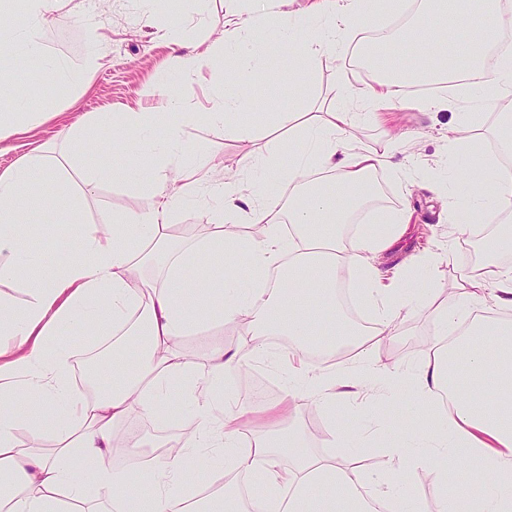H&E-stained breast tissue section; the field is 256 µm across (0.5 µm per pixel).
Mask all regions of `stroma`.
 I'll use <instances>...</instances> for the list:
<instances>
[{"label":"stroma","mask_w":512,"mask_h":512,"mask_svg":"<svg viewBox=\"0 0 512 512\" xmlns=\"http://www.w3.org/2000/svg\"><path fill=\"white\" fill-rule=\"evenodd\" d=\"M246 10L245 0H203L196 9L182 6L175 19L192 25L196 39L208 43L223 31L227 12L242 15ZM91 12L86 0H63L47 40L48 55L62 57L72 68L84 71L85 81L81 86L72 90L58 87L49 66L37 61L25 70L6 60L0 62V90L16 92L28 111L47 110L51 113L50 118L40 125L36 138L15 135L0 142V169L12 164L36 142L46 145L53 164L68 165L71 150L61 137L64 127L98 112L154 105V98L144 95L143 90L148 86H159L170 70L171 50L163 29L175 19L159 11L147 21L138 0H105L93 12L105 26L100 32L85 20ZM96 54L101 55L102 62L90 66L89 60ZM355 54V49L351 48L342 57H324L314 73L294 74L289 85L257 77L255 99L239 116L236 129L221 136L213 135L201 126L187 129V141L200 148L197 161L222 177L240 173L246 159L267 151L287 154L288 136L266 128L268 116L292 111L297 102L301 103L303 111L312 113L332 106L336 100L337 75L342 70L348 72L356 87L374 85L376 73H365L357 68ZM420 101V96L406 95L402 105L388 109L384 123L366 121L350 131L352 144L361 149H381L391 138L398 143L392 159L393 169L374 174L376 194L367 207L357 211L352 226L354 232L371 234L377 229L368 218L371 209H411L413 217L408 230L390 249L384 264L388 267L405 265L412 280L421 279L427 273L426 267L415 261L426 241L439 243L448 239L449 226L439 217L441 203L432 185L449 177L448 130L455 122L452 109L425 110L420 108ZM137 152V144L132 140L120 152L99 155L84 151V166L96 169L100 179L95 194L87 201L81 220L70 218L68 196L60 193L53 183H46L45 192L53 197L54 206L30 241L32 252L42 256L43 266L74 256L76 240L82 239L92 226L116 222L140 207L142 198L137 187L122 177L128 169V159ZM411 154L416 157L415 178L406 189L402 187L396 170L406 163ZM505 221L503 215L489 214L481 222V236L467 235L457 239V262L452 267H439V287H447L463 269L469 268L474 261L473 248L478 238L496 236ZM70 236L75 239L71 245L66 242ZM438 331L431 314L420 305L410 303L401 311L396 336L374 338L371 346L377 357L385 362L417 363L427 356ZM243 374V379L235 384L243 407H250L256 402L247 385L248 380L256 378L268 381V402L284 399V379L274 367L252 362L245 367ZM379 398L391 406L390 421L375 422L369 407H360L353 416L352 432L347 436L333 433L332 418L327 409L305 404L296 414L312 452L336 456L348 466L357 468L370 491L377 489L384 480L386 448L400 441L398 424L408 416V405L413 400L412 387L407 383L387 384ZM168 411V424L156 423L135 412L128 418L126 426L157 445L189 435L193 429V405L185 400H175L170 403Z\"/></svg>","instance_id":"stroma-1"}]
</instances>
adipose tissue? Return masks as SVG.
<instances>
[{
    "label": "adipose tissue",
    "instance_id": "adipose-tissue-1",
    "mask_svg": "<svg viewBox=\"0 0 512 512\" xmlns=\"http://www.w3.org/2000/svg\"><path fill=\"white\" fill-rule=\"evenodd\" d=\"M59 3L27 0L25 27L0 25V46L15 62L41 56ZM376 24L365 0H312L300 12H258L246 19L233 13L206 53L186 51L180 28H169L166 37L177 51L174 80H188L224 54L239 62L234 79L212 86L192 104L162 89L156 108L101 112L65 131L78 152L91 143L104 147L106 130L120 132L154 165L147 173L128 171L143 186L141 209L122 223L89 231L78 254L26 280L21 305L0 298V512H91L94 504L111 505L113 512H375L387 501L400 503L402 512H418L411 492L417 471L442 473L447 464L466 459L478 465L481 497L443 479L436 487L443 504L450 512H512V325L481 323L454 340L438 338L424 361L393 368L366 348L369 337L395 335L408 298L442 324L464 323L462 307L475 301L512 310V268L498 260L512 249V227L502 226L484 262L448 290L384 282L375 264L404 234L410 213H380L381 229L374 234L349 238L342 230L366 204L371 176L391 155L353 146L349 130L366 111L400 103L404 84L451 83L462 67L476 75L479 101L498 110L512 96V45L500 40L512 13L498 0H483L474 15L462 2L454 7L449 0H419L407 30L386 43L390 51L413 46L407 68L364 89L340 75L336 106L287 127L294 151L284 158L275 152L249 158L239 176L214 180L211 170L195 163V149L185 139L186 128L195 124L215 135L231 129L249 96L252 72L265 64L266 33L277 36L281 60L275 75L282 79L295 66L310 71L324 56H341L360 31ZM490 48L495 62L488 68ZM474 118L457 113L448 137L453 167L478 166L488 185L466 196L449 192L447 221L461 235L487 212L512 216V168L484 159L470 136ZM159 126L160 138L154 134ZM323 169L329 178L312 186L311 174ZM49 180L63 182V172L38 148L0 170L1 280L29 254L27 241L48 206L42 187ZM275 183L292 189L296 202L287 213L268 203ZM191 200L209 206L210 224L198 234L174 231L172 214ZM228 224L257 232L229 237ZM239 252L251 261L245 284L223 264L225 256ZM347 270L357 272V292L375 314L367 336L339 313L336 288ZM205 322L238 325L244 333L236 347L211 345L202 376L179 341ZM74 329L111 337L112 358L95 369L99 376L113 370L110 388L78 389L73 355L60 341ZM271 335L292 342L272 353ZM348 341L365 350L363 379L407 381L414 389L404 443L388 449L384 488L376 492L366 491L361 474L335 457L309 453L306 435L292 419L304 399L332 411L337 401L350 398L342 371L311 379L306 362L312 349L333 350ZM130 345L138 359L128 366L123 351ZM267 355L287 375L288 395L262 410L276 429L244 447L245 412L236 406L232 385L248 361ZM460 363L469 384L459 380ZM177 398L195 407L192 434L159 454L157 465L132 473L113 469L112 452L130 412L161 419ZM21 399L33 416L17 415ZM204 452L240 473L262 471V495L244 501L218 490L194 499L200 484L194 462Z\"/></svg>",
    "mask_w": 512,
    "mask_h": 512
}]
</instances>
